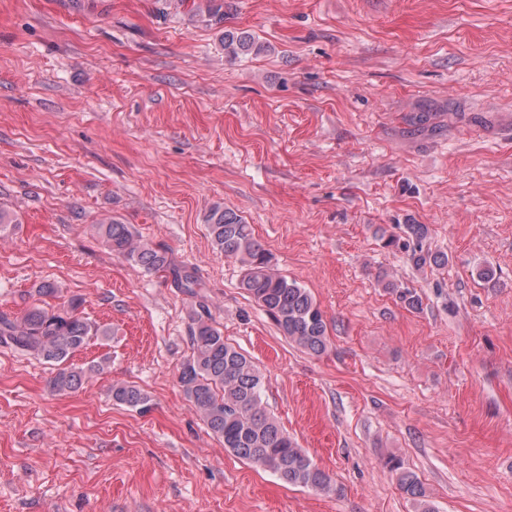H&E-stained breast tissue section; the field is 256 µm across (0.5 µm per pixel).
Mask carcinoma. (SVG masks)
<instances>
[{"label": "carcinoma", "instance_id": "cac0c4a2", "mask_svg": "<svg viewBox=\"0 0 512 512\" xmlns=\"http://www.w3.org/2000/svg\"><path fill=\"white\" fill-rule=\"evenodd\" d=\"M190 13L207 25L222 24L224 0H192ZM221 44L224 55L231 59L256 56L268 49L251 32L232 29L222 32ZM206 226L214 249L241 263V288L271 317L280 332L303 351L314 356L324 354L329 337L321 310L306 288L276 271L252 225L234 210L215 205L206 215ZM96 232L113 252L147 272H169L178 287L196 294L199 283L195 276L172 266L165 249L142 241L130 225L109 221L96 225ZM428 236L427 225L406 224L403 235H389L385 246L404 252L418 271L447 266L448 255L426 247ZM378 281L408 310L422 309V296L415 289L383 277ZM80 306L81 302L73 299L62 310L35 304L21 315L0 312V345L45 362H67L92 338L110 335L108 329L81 315ZM209 320L202 314L193 318L192 355L178 375L180 387L208 430L223 440L224 448L235 456L288 485L323 494L336 492L329 474L268 413L258 367L226 342ZM84 376L82 367H64L50 379V389L60 395L74 392ZM111 396L119 405L147 410L148 396L132 385H112ZM386 465L395 474L399 489L421 512H435L423 482L404 467L400 458L393 456Z\"/></svg>", "mask_w": 512, "mask_h": 512}]
</instances>
